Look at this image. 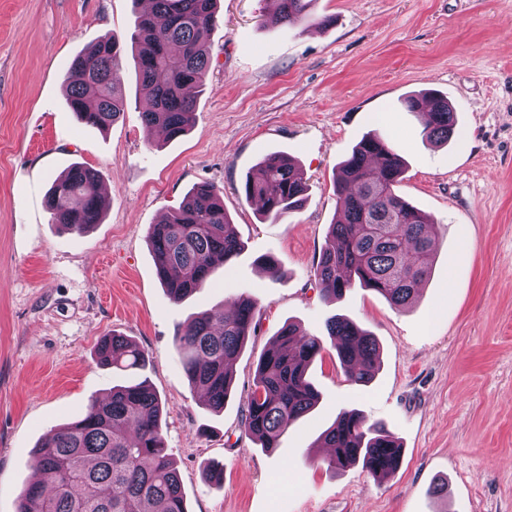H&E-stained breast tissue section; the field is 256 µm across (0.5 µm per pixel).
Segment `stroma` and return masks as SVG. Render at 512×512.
I'll return each mask as SVG.
<instances>
[{"label": "stroma", "instance_id": "obj_1", "mask_svg": "<svg viewBox=\"0 0 512 512\" xmlns=\"http://www.w3.org/2000/svg\"><path fill=\"white\" fill-rule=\"evenodd\" d=\"M143 0H0V512L34 482L42 437L112 387L99 340L117 333L147 355L166 413L163 434L189 512H512V0H315L328 27L262 20L266 0H220L210 65L191 130L148 135L132 56L118 77L124 115L79 125L65 99L71 60L101 38L127 40ZM444 94L457 115L448 144L427 142L407 96ZM406 161L398 192L433 221L434 258L404 307L353 287L324 299L314 268L336 216L338 164L369 132ZM304 174V207L279 221L246 201L264 157ZM95 169L109 197L100 224H53L45 196L71 165ZM220 190L244 249L205 288L172 302L149 231L188 190ZM278 260L271 276L261 258ZM246 295L256 329L234 365L235 392L211 411L183 371L177 325ZM371 332L380 370L350 382L325 323ZM294 322L321 337L309 369L319 400L279 447L241 420L256 364ZM345 409L383 423L401 444L396 475L330 469L319 436ZM224 481L209 482L212 463ZM448 481V494L431 491Z\"/></svg>", "mask_w": 512, "mask_h": 512}]
</instances>
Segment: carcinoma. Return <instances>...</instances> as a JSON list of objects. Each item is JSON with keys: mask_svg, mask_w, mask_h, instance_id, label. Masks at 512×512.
<instances>
[{"mask_svg": "<svg viewBox=\"0 0 512 512\" xmlns=\"http://www.w3.org/2000/svg\"><path fill=\"white\" fill-rule=\"evenodd\" d=\"M220 0H152L130 35L137 52L138 88L145 108L142 122L160 128L169 140L192 126L196 100L184 87L203 86L210 64L207 37L218 23ZM314 0H273L265 21L287 26L310 18ZM124 48L107 36L75 56L69 66L67 103L86 126L109 128L126 110L117 70ZM418 112L424 134L445 144L455 133V112L448 99L422 92L405 99ZM404 162L384 137L369 133L338 167V213L315 267L323 297L341 298L353 285L376 292L391 304L411 303L430 273L435 243L432 219L395 191ZM96 171L71 166L54 181L46 208L54 224L81 233L100 223L103 207ZM307 184L286 156L271 154L258 173L245 180L243 193L263 215L277 219L300 208ZM157 276L170 298L180 302L204 288L219 266L241 251V242L214 186H195L179 207L149 233ZM256 302L239 296L229 306L206 310L177 329L176 343L185 374L215 411L224 409L233 387L232 362L254 331ZM328 335L346 376L369 384L379 369L375 338L354 321L333 316ZM323 350L316 336L284 325L259 358L254 389L242 419L243 431L264 448H276L288 427L309 413L318 391L308 371ZM97 361L117 373L145 366L144 350L122 335L105 336ZM164 406L143 379L112 386L89 403L85 414L46 434L35 452L34 467L43 482L18 496L17 512H188L178 471L165 448ZM319 441L333 449L328 467L362 463L378 479L394 476L401 447L379 423L358 410H343Z\"/></svg>", "mask_w": 512, "mask_h": 512, "instance_id": "1", "label": "carcinoma"}]
</instances>
